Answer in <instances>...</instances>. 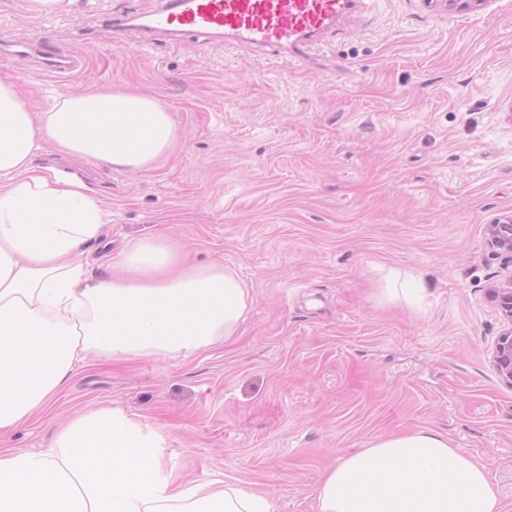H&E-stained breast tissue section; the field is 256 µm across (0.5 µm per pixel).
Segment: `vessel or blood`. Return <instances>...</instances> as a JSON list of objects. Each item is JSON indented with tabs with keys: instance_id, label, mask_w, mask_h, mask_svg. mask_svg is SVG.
I'll list each match as a JSON object with an SVG mask.
<instances>
[{
	"instance_id": "vessel-or-blood-1",
	"label": "vessel or blood",
	"mask_w": 512,
	"mask_h": 512,
	"mask_svg": "<svg viewBox=\"0 0 512 512\" xmlns=\"http://www.w3.org/2000/svg\"><path fill=\"white\" fill-rule=\"evenodd\" d=\"M358 5L359 0H165L138 27L149 34H206L258 49L277 47L299 57L308 54L318 34ZM1 45L13 48L16 60L34 59L47 74L62 76L78 66L74 56L43 37L19 40L1 32Z\"/></svg>"
}]
</instances>
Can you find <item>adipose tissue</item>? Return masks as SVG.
<instances>
[{
	"label": "adipose tissue",
	"mask_w": 512,
	"mask_h": 512,
	"mask_svg": "<svg viewBox=\"0 0 512 512\" xmlns=\"http://www.w3.org/2000/svg\"><path fill=\"white\" fill-rule=\"evenodd\" d=\"M178 136L170 112L131 93L55 98L33 115L0 78V435L50 406L76 363L188 356L235 335L248 291L219 265L184 263L163 235L130 240L97 276L75 257L106 214L79 179L36 166L41 142L128 170ZM162 438L118 409L76 415L45 451H0V512H273L214 480L172 489ZM317 512H503L487 467L447 436L380 438L325 476Z\"/></svg>",
	"instance_id": "1"
}]
</instances>
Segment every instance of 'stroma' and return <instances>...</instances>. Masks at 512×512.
Returning a JSON list of instances; mask_svg holds the SVG:
<instances>
[{"label":"stroma","instance_id":"35a3bbf8","mask_svg":"<svg viewBox=\"0 0 512 512\" xmlns=\"http://www.w3.org/2000/svg\"><path fill=\"white\" fill-rule=\"evenodd\" d=\"M163 0H0V30L82 58L65 77L0 60L33 112L132 91L171 112L176 148L140 171L44 146L84 172L108 221L86 260L166 233L190 265L249 291L234 336L197 354L90 358L4 445L44 449L78 412L123 410L163 437L171 483L215 478L275 512H316L326 472L420 430L484 463L512 512V385L489 363L506 323L488 291L512 264L486 227L512 216V0H364L303 60L188 34L115 37ZM416 292L385 295L391 277Z\"/></svg>","mask_w":512,"mask_h":512}]
</instances>
